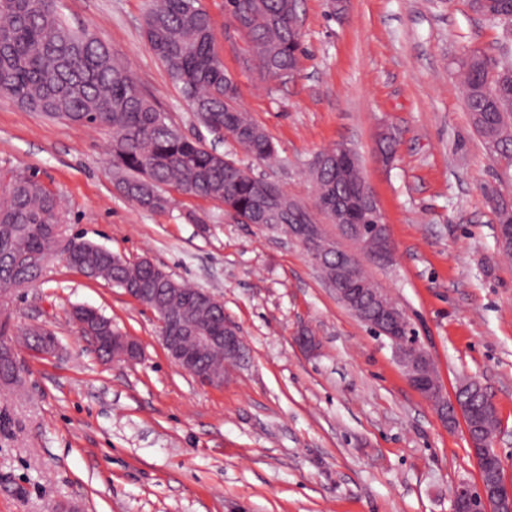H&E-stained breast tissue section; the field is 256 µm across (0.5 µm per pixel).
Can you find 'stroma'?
I'll return each mask as SVG.
<instances>
[{
  "mask_svg": "<svg viewBox=\"0 0 512 512\" xmlns=\"http://www.w3.org/2000/svg\"><path fill=\"white\" fill-rule=\"evenodd\" d=\"M239 103L277 153L251 161L216 142L169 80L142 31L147 0H59L132 73L168 118L313 206L308 165L337 142L359 155L389 226L395 263L365 273L410 317L447 398L478 380L500 420L495 440L512 486V257L497 245L491 195L512 203V170L488 156L455 63L477 49L502 59L512 24L490 26L468 0H302L293 80L241 71L224 0H203ZM394 139L384 159L381 135ZM111 135L0 98V172L56 191L67 235L135 260L224 303L247 347L218 388L171 362L154 313L64 256L9 301L11 334L52 332L58 353L21 351L23 380L0 390V512H450L477 483L464 423L448 425L407 382L388 340L336 297L287 236L239 224L222 205L173 192L163 212L116 190ZM90 307L142 347L103 361L72 312ZM312 331L314 352L294 343Z\"/></svg>",
  "mask_w": 512,
  "mask_h": 512,
  "instance_id": "obj_1",
  "label": "stroma"
}]
</instances>
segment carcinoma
<instances>
[{
  "label": "carcinoma",
  "mask_w": 512,
  "mask_h": 512,
  "mask_svg": "<svg viewBox=\"0 0 512 512\" xmlns=\"http://www.w3.org/2000/svg\"><path fill=\"white\" fill-rule=\"evenodd\" d=\"M471 9L489 24L512 21V0H470ZM229 22L240 25L247 49L242 68L268 82L280 72L294 70L300 34L294 30L299 0H226ZM143 33L171 82L178 87L198 122L223 134L254 159L266 161L276 153L271 137L237 102L238 86L224 69L215 45L214 26L202 0H150ZM463 96L474 130L491 156L512 166V67L499 64L479 50L459 61ZM0 96L20 108L60 117L73 123L112 132L110 153L116 188L129 201L148 211L167 209V188L224 205V213L254 219L267 216L264 229L283 222L309 221L306 209L287 194L270 191L242 165L230 166L227 156L190 138L142 92L116 61L107 45L76 29L58 13L57 0H0ZM341 163L312 166L319 213L336 222L333 203H348L354 224H369L365 184L357 154ZM66 223L58 195L35 176L0 173V293L34 285L43 271L15 262L19 253L49 249ZM70 267L89 279L115 282L117 288L156 293L164 310L175 316L181 305L168 285L146 263H129L111 250L83 241L67 258ZM73 317L83 331L112 335V320L92 308L78 307ZM30 349L55 345L54 335L41 328L22 333ZM19 383L12 348L0 341V386ZM467 407L465 419L482 415L476 438L495 435L499 419L484 409L479 385L459 392Z\"/></svg>",
  "instance_id": "carcinoma-1"
}]
</instances>
